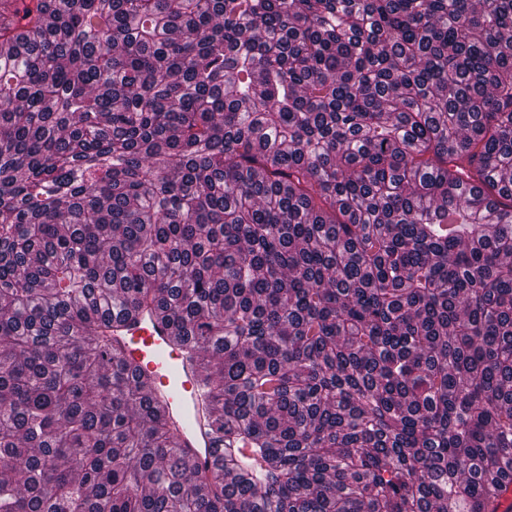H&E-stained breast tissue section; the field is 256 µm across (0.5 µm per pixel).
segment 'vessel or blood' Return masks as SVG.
<instances>
[{
  "mask_svg": "<svg viewBox=\"0 0 512 512\" xmlns=\"http://www.w3.org/2000/svg\"><path fill=\"white\" fill-rule=\"evenodd\" d=\"M112 342L122 356L151 376L154 394L167 407L178 445L201 463H211L217 450L206 429L196 368L185 350L175 346L169 331L146 315L135 323L115 325Z\"/></svg>",
  "mask_w": 512,
  "mask_h": 512,
  "instance_id": "obj_1",
  "label": "vessel or blood"
}]
</instances>
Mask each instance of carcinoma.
Masks as SVG:
<instances>
[{
    "label": "carcinoma",
    "instance_id": "cac0c4a2",
    "mask_svg": "<svg viewBox=\"0 0 512 512\" xmlns=\"http://www.w3.org/2000/svg\"><path fill=\"white\" fill-rule=\"evenodd\" d=\"M197 365L213 468L110 322ZM512 0H0V512H499Z\"/></svg>",
    "mask_w": 512,
    "mask_h": 512
}]
</instances>
